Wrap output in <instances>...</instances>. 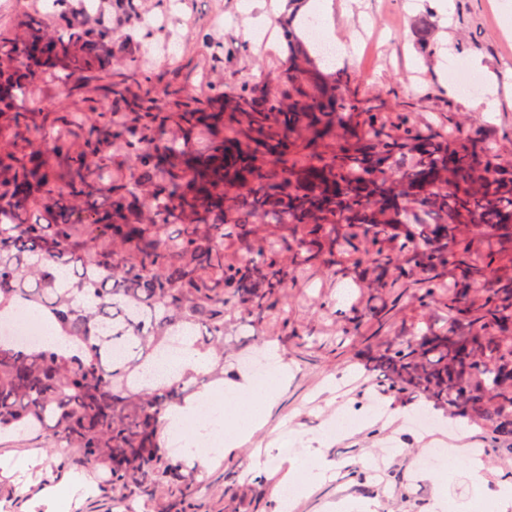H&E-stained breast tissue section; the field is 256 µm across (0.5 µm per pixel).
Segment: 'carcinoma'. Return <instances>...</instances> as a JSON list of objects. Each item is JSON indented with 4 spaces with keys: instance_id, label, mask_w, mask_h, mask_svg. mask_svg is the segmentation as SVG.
<instances>
[{
    "instance_id": "obj_1",
    "label": "carcinoma",
    "mask_w": 512,
    "mask_h": 512,
    "mask_svg": "<svg viewBox=\"0 0 512 512\" xmlns=\"http://www.w3.org/2000/svg\"><path fill=\"white\" fill-rule=\"evenodd\" d=\"M50 0L20 35L0 30V317L41 314L70 343L0 340V433H49L55 451L92 471L108 468L129 500L199 512L202 483L161 447L166 415L193 391L224 380V336L234 321L255 341L303 332L278 321L296 286L291 271L336 274L342 244L350 264L390 303L353 317L382 326L402 293L447 313L377 350L375 365L400 397L422 396L512 445V164L491 169L484 138L460 118L435 130L361 98L347 70L324 73L306 33L286 24L288 71L265 97L247 92L224 113L191 107L184 86L125 98L112 107L41 113L27 92L38 78L83 89L127 77L142 62L124 56L116 24ZM182 98L177 112L161 99ZM80 125L82 147L53 131ZM139 126L132 134L129 127ZM211 148L176 162L164 135ZM485 230L473 246L474 226ZM245 246L246 258L237 255ZM192 357L177 372L148 371Z\"/></svg>"
}]
</instances>
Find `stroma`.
Returning <instances> with one entry per match:
<instances>
[{"mask_svg": "<svg viewBox=\"0 0 512 512\" xmlns=\"http://www.w3.org/2000/svg\"><path fill=\"white\" fill-rule=\"evenodd\" d=\"M334 35L355 42L346 68L360 95L383 103L386 111L411 105L416 117L442 124L461 114L491 141V151L512 162V50L505 35L512 34V0H452V23L429 0H330ZM241 0H191V21L181 42L169 54L149 57L148 82L138 92L170 81L180 71L181 83L204 94L206 103L219 106L238 97L244 85L257 89L281 86L288 68V52L279 31L283 15L273 12L271 0H253L242 13ZM427 17L431 35L426 45L411 36L410 26ZM375 27L374 44L359 45V30ZM276 31L275 39L255 41L257 31ZM224 42L230 53L223 67L213 63L210 44ZM463 62L483 79H496L498 112L484 114L464 105L462 93L443 90L439 73L447 60ZM297 287L289 289L284 314L308 332L305 344L279 342L276 362L288 377L276 391L264 424L237 450L219 454L205 466L209 512H270L287 492L286 475L294 459L308 456L328 471L292 500L288 512H472L477 501H493L496 512H512L500 504L502 490H512V453L486 448V434L473 425L457 448H480L485 481L475 484L466 469L436 487L439 465L419 469L416 461L425 449L444 447L439 425L457 419L434 408L422 397L400 399L387 389L372 355L382 344L403 339L406 332L428 323L443 324L444 312L424 311L403 296L396 313L382 330L362 326L357 337H343L346 320L358 309L385 300L379 290L337 281L335 287L307 286L308 275L298 272ZM259 355L261 346L248 334L224 341V393L248 380L241 351ZM379 402L382 416L349 434L331 433L344 409ZM418 412L434 418L428 434L411 435L407 421ZM395 439L398 451L382 457L383 444ZM259 454L257 473H248L252 454ZM0 458L15 461L16 469L0 468V512H70L66 503L77 500V512H125L122 499L98 467L97 480L73 461L63 460L47 436L0 437Z\"/></svg>", "mask_w": 512, "mask_h": 512, "instance_id": "obj_1", "label": "stroma"}]
</instances>
